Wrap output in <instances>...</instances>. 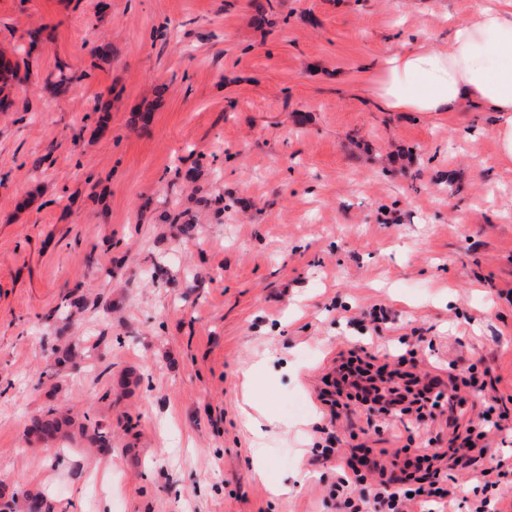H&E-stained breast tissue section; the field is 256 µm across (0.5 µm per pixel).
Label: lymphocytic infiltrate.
Segmentation results:
<instances>
[{"label": "lymphocytic infiltrate", "mask_w": 512, "mask_h": 512, "mask_svg": "<svg viewBox=\"0 0 512 512\" xmlns=\"http://www.w3.org/2000/svg\"><path fill=\"white\" fill-rule=\"evenodd\" d=\"M448 368L444 378L415 372L404 356L381 362L356 341L337 353L333 394L337 400L362 404L368 425L406 418L430 428L443 423L448 433L447 447L420 449L400 477L369 456L346 455L336 446L337 436L328 435L327 447L309 463L335 462L340 475L330 496L337 512H414L415 507L430 502L445 512L457 494L456 484L450 483L442 467L446 460L483 492L470 512H512V494L507 491L512 483V460L499 455L495 446L512 410L504 397L487 394V383L477 374L462 377L453 362ZM466 386L485 397V415L476 423L465 418L460 390Z\"/></svg>", "instance_id": "f902f5d3"}]
</instances>
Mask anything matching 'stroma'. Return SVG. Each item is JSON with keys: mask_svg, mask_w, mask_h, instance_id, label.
<instances>
[{"mask_svg": "<svg viewBox=\"0 0 512 512\" xmlns=\"http://www.w3.org/2000/svg\"><path fill=\"white\" fill-rule=\"evenodd\" d=\"M475 2L0 0L1 48L53 35L0 112V498L336 512L335 468L309 463L323 427L387 465L432 434L331 422L323 378L359 338L429 371L493 362L512 395L499 116L394 112L374 91L385 49L444 44ZM375 304L391 323L357 329ZM50 407L111 431L107 469L85 438L27 436Z\"/></svg>", "mask_w": 512, "mask_h": 512, "instance_id": "stroma-1", "label": "stroma"}]
</instances>
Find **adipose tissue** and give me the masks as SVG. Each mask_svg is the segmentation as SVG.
I'll return each instance as SVG.
<instances>
[{
    "label": "adipose tissue",
    "instance_id": "ef3b65f1",
    "mask_svg": "<svg viewBox=\"0 0 512 512\" xmlns=\"http://www.w3.org/2000/svg\"><path fill=\"white\" fill-rule=\"evenodd\" d=\"M376 94L398 112L498 113L501 158L512 164V0H483L454 22L444 48L412 42L384 53Z\"/></svg>",
    "mask_w": 512,
    "mask_h": 512
}]
</instances>
